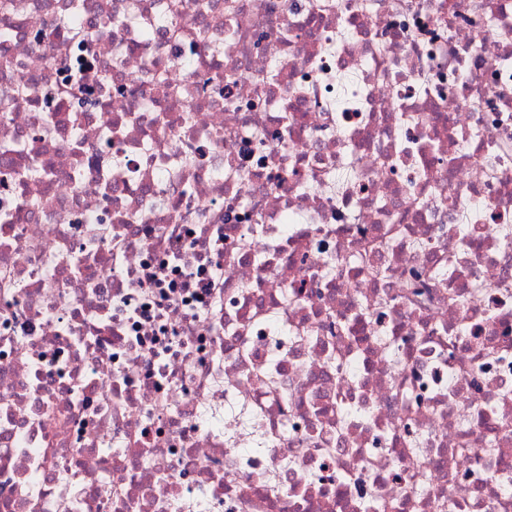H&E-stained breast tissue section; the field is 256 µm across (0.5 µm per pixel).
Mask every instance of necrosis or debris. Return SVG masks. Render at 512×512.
<instances>
[{"mask_svg":"<svg viewBox=\"0 0 512 512\" xmlns=\"http://www.w3.org/2000/svg\"><path fill=\"white\" fill-rule=\"evenodd\" d=\"M0 512H512V0H0Z\"/></svg>","mask_w":512,"mask_h":512,"instance_id":"necrosis-or-debris-1","label":"necrosis or debris"}]
</instances>
